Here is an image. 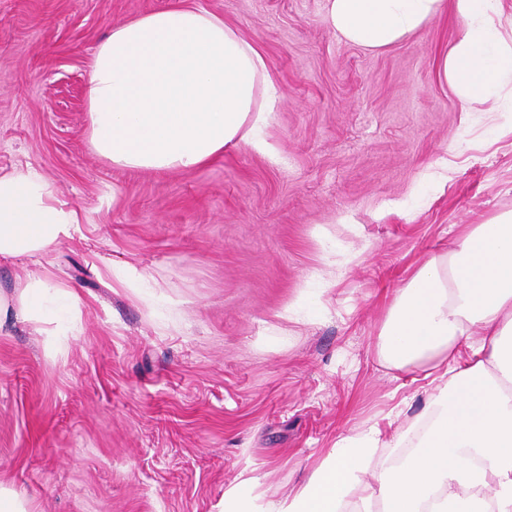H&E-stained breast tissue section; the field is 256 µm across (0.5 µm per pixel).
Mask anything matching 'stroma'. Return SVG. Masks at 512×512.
<instances>
[{"label":"stroma","mask_w":512,"mask_h":512,"mask_svg":"<svg viewBox=\"0 0 512 512\" xmlns=\"http://www.w3.org/2000/svg\"><path fill=\"white\" fill-rule=\"evenodd\" d=\"M172 2L0 0V172L35 168L80 217L44 255L0 259V289L47 269L78 297L63 344L21 320L0 335V479L36 512H220L248 467L288 494L393 391L418 413L417 367L379 354L397 291L459 225L512 210V135L490 128L512 114L462 111L440 73L449 2L370 52L323 0H194L265 53L272 151L113 166L89 145V61ZM130 267L147 288L116 281Z\"/></svg>","instance_id":"1"}]
</instances>
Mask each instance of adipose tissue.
<instances>
[{"label": "adipose tissue", "mask_w": 512, "mask_h": 512, "mask_svg": "<svg viewBox=\"0 0 512 512\" xmlns=\"http://www.w3.org/2000/svg\"><path fill=\"white\" fill-rule=\"evenodd\" d=\"M325 19L368 50L423 29L444 0H323ZM461 34L441 70L464 110L500 111L512 87L504 0H454ZM279 100L263 51L223 17L177 0L139 15L99 43L85 103L91 149L113 165L189 171L225 148L268 151L256 137ZM79 215L36 169L0 174V258L42 255L72 239ZM75 293L51 272L0 291V331L22 318L50 335L79 330ZM393 368L429 381L427 425L406 455L409 427L369 424L340 438L309 478L283 497L230 490L224 512H512V211L463 225L448 252L430 256L399 289L380 331Z\"/></svg>", "instance_id": "obj_1"}]
</instances>
